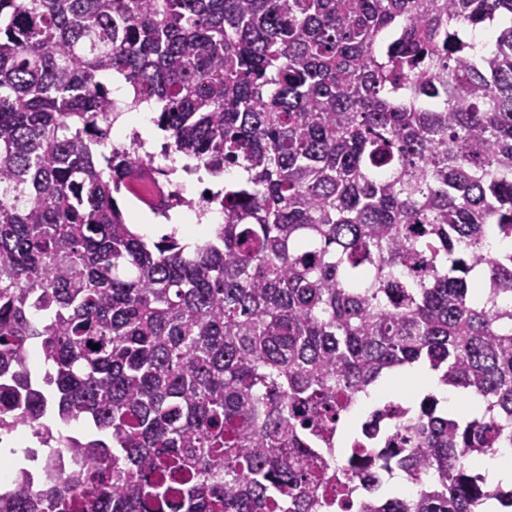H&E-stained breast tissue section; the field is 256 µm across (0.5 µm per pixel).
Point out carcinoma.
Returning a JSON list of instances; mask_svg holds the SVG:
<instances>
[{
	"label": "carcinoma",
	"mask_w": 512,
	"mask_h": 512,
	"mask_svg": "<svg viewBox=\"0 0 512 512\" xmlns=\"http://www.w3.org/2000/svg\"><path fill=\"white\" fill-rule=\"evenodd\" d=\"M112 74L212 235L130 230ZM80 419L0 512H512V0H0V432ZM183 165L184 164L176 163L177 171L174 173V176H176L177 178H182V179H186V180H189V181H194L197 177L201 176L204 179H206L208 182L212 183L213 185L219 186V182H220L219 177L213 176V175H209V174H207V173H205L203 171H199L198 173H195V174H192V175L188 176L184 171H182V166ZM169 178L172 179V181L174 183H178V184L181 185L180 187L182 189V194L186 198H193V199L197 200L201 196V194L204 193L206 190L209 189V190H213L214 191V189L211 186V184L208 183V182H205L201 178L198 179V182L196 183V185L193 187L192 190L188 189L187 184L184 181L176 180L171 175L169 176ZM76 463L73 454L67 453L65 450L53 453L51 458V471L50 478L42 477L37 481H31V486L36 489H41L44 485L55 484L56 481L64 480L71 468ZM483 464L490 469L495 482L504 486H512V455L487 458Z\"/></svg>",
	"instance_id": "cac0c4a2"
}]
</instances>
